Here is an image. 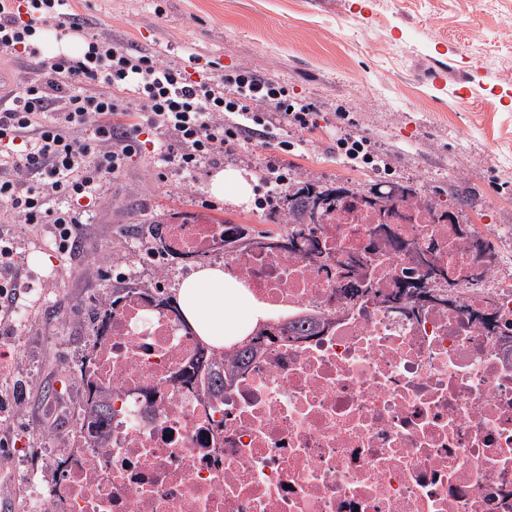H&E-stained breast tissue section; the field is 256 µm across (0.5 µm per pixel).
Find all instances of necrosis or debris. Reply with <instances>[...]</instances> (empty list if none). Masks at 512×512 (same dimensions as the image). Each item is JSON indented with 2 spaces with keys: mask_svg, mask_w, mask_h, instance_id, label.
Returning a JSON list of instances; mask_svg holds the SVG:
<instances>
[{
  "mask_svg": "<svg viewBox=\"0 0 512 512\" xmlns=\"http://www.w3.org/2000/svg\"><path fill=\"white\" fill-rule=\"evenodd\" d=\"M321 253L247 247L194 211L169 253L223 262L277 315L226 374L164 291L169 268L103 299L80 400L107 388L102 441L56 449L43 512H512V274L493 232L439 203L348 202L315 225ZM447 279L399 300L419 257ZM224 373V372H223Z\"/></svg>",
  "mask_w": 512,
  "mask_h": 512,
  "instance_id": "4bbe7bcc",
  "label": "necrosis or debris"
}]
</instances>
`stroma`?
I'll return each mask as SVG.
<instances>
[{
  "label": "stroma",
  "instance_id": "1",
  "mask_svg": "<svg viewBox=\"0 0 512 512\" xmlns=\"http://www.w3.org/2000/svg\"><path fill=\"white\" fill-rule=\"evenodd\" d=\"M87 33L187 69L193 78L247 68L314 103L315 124L289 130L292 177L353 187L407 179L438 201L464 200V214L512 243V0H71ZM347 119H340L338 108ZM348 127L376 145L387 167L336 153ZM272 144L253 138L217 163H204L193 187L174 164L144 144L108 177L75 256L56 253L42 226L18 239V269L33 280L24 318L0 322V399L20 415L0 447V474L24 468L49 476L45 437L51 390L90 346L97 298L115 277L87 278L93 253H126L152 243L171 214L204 211L218 222L279 232L254 199L211 197L215 172L258 176Z\"/></svg>",
  "mask_w": 512,
  "mask_h": 512
}]
</instances>
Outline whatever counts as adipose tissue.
I'll list each match as a JSON object with an SVG mask.
<instances>
[{"label": "adipose tissue", "mask_w": 512, "mask_h": 512, "mask_svg": "<svg viewBox=\"0 0 512 512\" xmlns=\"http://www.w3.org/2000/svg\"><path fill=\"white\" fill-rule=\"evenodd\" d=\"M175 300L195 335L215 349L249 335L270 317L267 305L220 264L197 267L179 283Z\"/></svg>", "instance_id": "ef3b65f1"}]
</instances>
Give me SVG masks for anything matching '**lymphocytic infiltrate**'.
<instances>
[{"instance_id": "f902f5d3", "label": "lymphocytic infiltrate", "mask_w": 512, "mask_h": 512, "mask_svg": "<svg viewBox=\"0 0 512 512\" xmlns=\"http://www.w3.org/2000/svg\"><path fill=\"white\" fill-rule=\"evenodd\" d=\"M26 2L31 15L24 20L14 0H0V55L25 53L42 73L0 109V157L9 169L0 176V312H16L20 296L7 224L20 216L43 225L58 252L75 253L85 224L80 201L95 199L104 180L123 171L145 131L159 135L161 162L176 164L189 183L203 160L235 153L252 137L276 140L280 154L265 163L258 206L277 201L289 186L282 155L294 144L277 140L270 116L304 130L314 122L313 104L289 98L284 87L247 69L194 80L95 35L83 55H41L29 42L37 30L51 27L63 38L82 26L67 12V0ZM115 112H139L143 120L118 127L110 120ZM84 126L90 136H73Z\"/></svg>"}]
</instances>
